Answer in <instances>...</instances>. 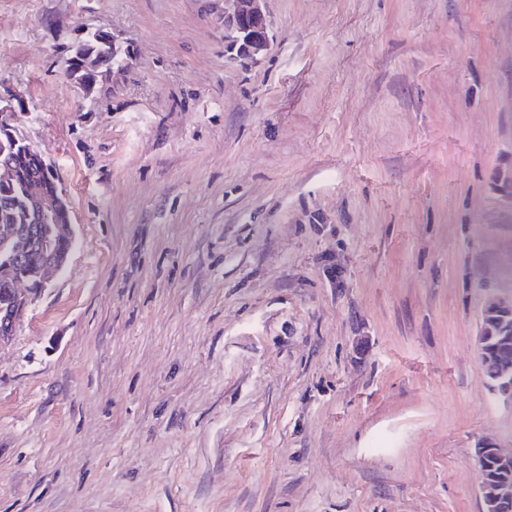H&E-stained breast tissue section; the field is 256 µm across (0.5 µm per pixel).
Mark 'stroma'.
<instances>
[{
    "label": "stroma",
    "mask_w": 512,
    "mask_h": 512,
    "mask_svg": "<svg viewBox=\"0 0 512 512\" xmlns=\"http://www.w3.org/2000/svg\"><path fill=\"white\" fill-rule=\"evenodd\" d=\"M0 0L77 246L0 344V512H482L512 450V0ZM134 50L109 94L78 32ZM224 2V55L229 63L248 68L257 64L270 47L264 0ZM65 73L79 90L80 96H96L112 72L124 71L131 59L130 49L104 28H93L68 49ZM496 327H494V336H490V363L487 366L488 377L490 380H494V371L497 370L500 362H506L508 365H503L500 369L502 376L507 379L512 377V332L506 338L496 336ZM476 453L480 466L481 490L483 493L484 512H501L507 510L506 507L512 498V488L505 484H498L493 478H485L488 469H494L497 465H512V452L506 453L489 443H483L476 448ZM507 482L512 487V467L509 470L500 471L495 468L489 472Z\"/></svg>",
    "instance_id": "1"
}]
</instances>
